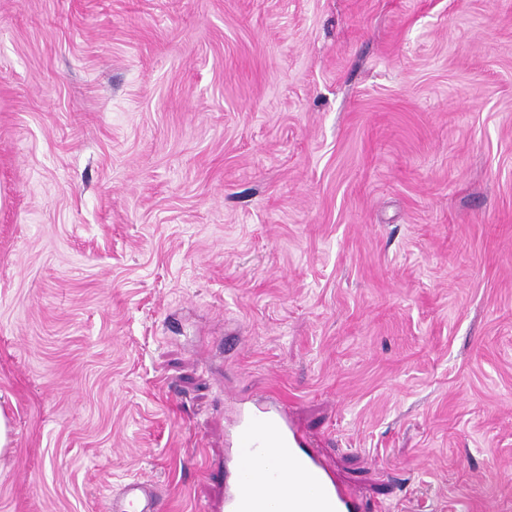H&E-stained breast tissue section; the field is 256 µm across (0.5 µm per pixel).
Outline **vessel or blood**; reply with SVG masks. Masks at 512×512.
I'll use <instances>...</instances> for the list:
<instances>
[{"mask_svg":"<svg viewBox=\"0 0 512 512\" xmlns=\"http://www.w3.org/2000/svg\"><path fill=\"white\" fill-rule=\"evenodd\" d=\"M262 460L253 469V460ZM158 495L133 480L107 512H156ZM356 494L313 448L287 403L250 399L224 435V496L212 512H358Z\"/></svg>","mask_w":512,"mask_h":512,"instance_id":"obj_1","label":"vessel or blood"}]
</instances>
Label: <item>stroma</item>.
I'll use <instances>...</instances> for the list:
<instances>
[{"label":"stroma","mask_w":512,"mask_h":512,"mask_svg":"<svg viewBox=\"0 0 512 512\" xmlns=\"http://www.w3.org/2000/svg\"><path fill=\"white\" fill-rule=\"evenodd\" d=\"M266 392L512 512V0H0V512H207ZM158 495L144 482L132 480L124 485L120 496L106 504V512H157ZM127 505L129 506L128 508Z\"/></svg>","instance_id":"obj_1"}]
</instances>
